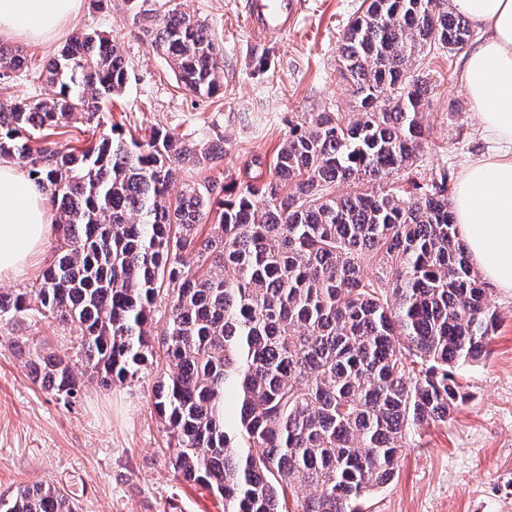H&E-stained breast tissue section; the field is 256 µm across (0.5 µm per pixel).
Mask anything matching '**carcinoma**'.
Segmentation results:
<instances>
[{
  "instance_id": "cac0c4a2",
  "label": "carcinoma",
  "mask_w": 512,
  "mask_h": 512,
  "mask_svg": "<svg viewBox=\"0 0 512 512\" xmlns=\"http://www.w3.org/2000/svg\"><path fill=\"white\" fill-rule=\"evenodd\" d=\"M336 63L353 112H310L263 173L233 194L176 174L224 158L216 143L156 127L110 131L83 149L31 146L37 130L104 124L100 104L127 82L119 44L73 33L43 76L52 98L0 102V160L28 168L56 210L54 260L25 292L0 293V321L34 317L80 332L86 364L24 350L65 404L84 380H132L161 346L154 407L170 464L224 499V512H365L391 482L408 425L446 423L465 401L455 379L498 323L448 198L451 172L395 186L420 152L426 81L410 63L457 53L474 36L449 0H365ZM152 44L182 87L223 90L205 24L174 8ZM0 44V80L22 69ZM192 261H187V256ZM377 272L364 276L361 263ZM166 300L155 340L150 322ZM0 512H77L57 487L24 485Z\"/></svg>"
}]
</instances>
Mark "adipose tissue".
<instances>
[{
    "label": "adipose tissue",
    "instance_id": "adipose-tissue-1",
    "mask_svg": "<svg viewBox=\"0 0 512 512\" xmlns=\"http://www.w3.org/2000/svg\"><path fill=\"white\" fill-rule=\"evenodd\" d=\"M80 0H0V37H49ZM480 36L465 53L460 79L485 143L461 173L453 211L474 266L512 289V0H451ZM40 187L0 163V278L19 274L50 232Z\"/></svg>",
    "mask_w": 512,
    "mask_h": 512
}]
</instances>
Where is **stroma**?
<instances>
[{
    "label": "stroma",
    "instance_id": "obj_1",
    "mask_svg": "<svg viewBox=\"0 0 512 512\" xmlns=\"http://www.w3.org/2000/svg\"><path fill=\"white\" fill-rule=\"evenodd\" d=\"M361 0H307L294 28L255 40L244 0H150L149 17L125 0H81L77 15L49 41L12 39L28 68L0 81V101L42 99L49 59L78 31L106 32L121 46L128 82L103 104L112 122L136 136L163 127L224 148L223 161L179 174L198 187L230 185L253 159L270 162L289 121L306 112L351 111L336 72L342 36ZM204 22L224 52L222 94L201 98L177 83L149 30L169 6ZM460 55L430 53L411 72L427 81L421 151L400 181L428 182L440 168L461 173L484 151L478 119L460 83ZM499 314L486 356L458 381L467 398L447 423L411 426L395 479L370 499L372 512H512V289L492 288ZM68 355L83 364L73 326L57 321L0 322V494L21 485L61 486L79 512H224L206 488L177 477L169 440L153 406L164 364L105 389L89 382L72 404L44 390L21 348Z\"/></svg>",
    "mask_w": 512,
    "mask_h": 512
}]
</instances>
